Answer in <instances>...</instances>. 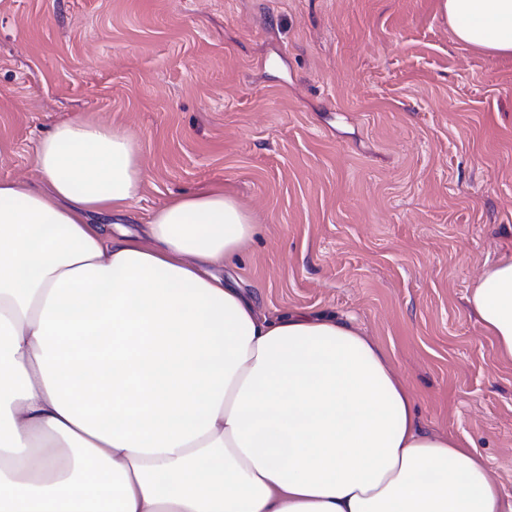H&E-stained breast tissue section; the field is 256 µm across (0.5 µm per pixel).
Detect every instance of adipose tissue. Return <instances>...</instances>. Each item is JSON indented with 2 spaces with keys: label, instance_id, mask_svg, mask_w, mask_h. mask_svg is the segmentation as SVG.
Returning <instances> with one entry per match:
<instances>
[{
  "label": "adipose tissue",
  "instance_id": "obj_1",
  "mask_svg": "<svg viewBox=\"0 0 512 512\" xmlns=\"http://www.w3.org/2000/svg\"><path fill=\"white\" fill-rule=\"evenodd\" d=\"M456 40L512 56V0H441ZM0 181V512H512L483 457L418 421L348 321L261 315L217 275L253 239L221 189L117 225L144 172L123 129L38 143ZM512 362V253L467 297Z\"/></svg>",
  "mask_w": 512,
  "mask_h": 512
}]
</instances>
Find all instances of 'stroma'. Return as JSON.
I'll return each instance as SVG.
<instances>
[{"instance_id":"35a3bbf8","label":"stroma","mask_w":512,"mask_h":512,"mask_svg":"<svg viewBox=\"0 0 512 512\" xmlns=\"http://www.w3.org/2000/svg\"><path fill=\"white\" fill-rule=\"evenodd\" d=\"M76 116L136 141L139 218L235 195L257 230L226 273L260 311L351 321L512 493V362L467 303L512 251L511 56L440 0H0V180Z\"/></svg>"}]
</instances>
